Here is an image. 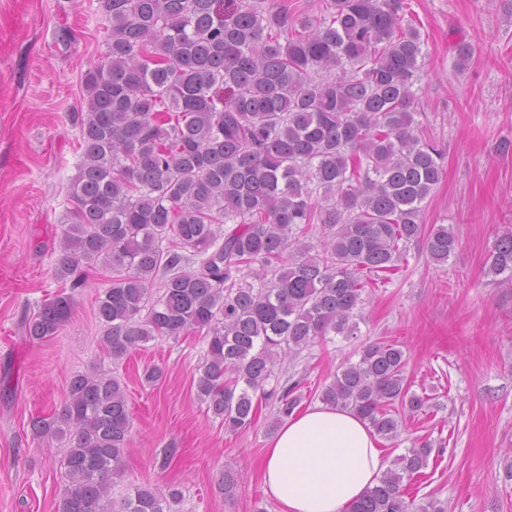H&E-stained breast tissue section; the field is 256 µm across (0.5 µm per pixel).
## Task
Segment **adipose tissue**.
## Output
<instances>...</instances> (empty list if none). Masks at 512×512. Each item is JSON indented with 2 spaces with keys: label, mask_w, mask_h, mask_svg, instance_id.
I'll return each mask as SVG.
<instances>
[{
  "label": "adipose tissue",
  "mask_w": 512,
  "mask_h": 512,
  "mask_svg": "<svg viewBox=\"0 0 512 512\" xmlns=\"http://www.w3.org/2000/svg\"><path fill=\"white\" fill-rule=\"evenodd\" d=\"M382 455L364 420L317 404L281 424L268 444L262 479L279 512H343L380 477Z\"/></svg>",
  "instance_id": "obj_1"
}]
</instances>
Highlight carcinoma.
I'll return each mask as SVG.
<instances>
[{"label":"carcinoma","instance_id":"carcinoma-1","mask_svg":"<svg viewBox=\"0 0 512 512\" xmlns=\"http://www.w3.org/2000/svg\"><path fill=\"white\" fill-rule=\"evenodd\" d=\"M281 2L99 0L107 52L72 115L81 153L58 277L76 289L112 272L96 315L114 361L140 342L203 336L197 398L231 431L250 428L263 400L279 421L295 411L303 379L272 381L277 362L356 338L366 278L398 271L412 243L442 264L458 246L447 225L424 222L444 150L418 135L424 41L403 0H324L317 15ZM486 266L512 282L511 225ZM71 315L59 293L26 334L48 339ZM405 366L397 344H366L319 398L395 442L402 413L429 403ZM32 430L68 438L61 512H170L179 497L136 485L111 499L131 431L116 376L74 375L61 411ZM432 451L413 443L346 512H445L408 499Z\"/></svg>","mask_w":512,"mask_h":512}]
</instances>
